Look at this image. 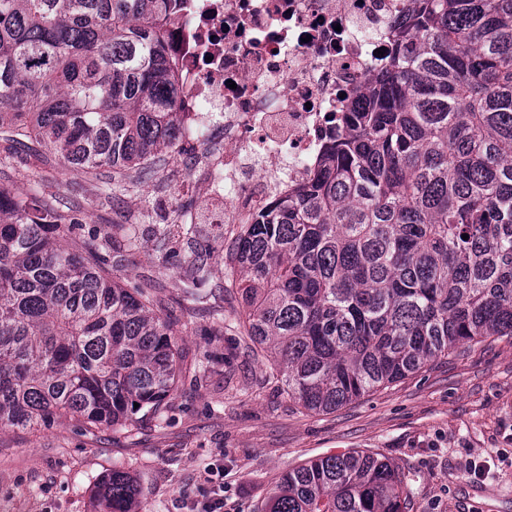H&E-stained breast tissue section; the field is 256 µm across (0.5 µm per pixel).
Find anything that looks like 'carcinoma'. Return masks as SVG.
<instances>
[{"label": "carcinoma", "instance_id": "obj_1", "mask_svg": "<svg viewBox=\"0 0 512 512\" xmlns=\"http://www.w3.org/2000/svg\"><path fill=\"white\" fill-rule=\"evenodd\" d=\"M387 64L360 89L306 185L226 250L229 327L273 359L304 410L328 413L461 343L512 336V0H408ZM176 0H0V428L69 419L126 428L161 414L182 373L178 320L129 287L112 227L84 230L75 195L22 197L11 160L38 148L122 202L176 150L162 34ZM190 207L153 239L180 304L213 293ZM469 235L463 239L462 235ZM139 407H134V404ZM141 489L114 467L106 512ZM401 472L363 451L316 458L263 512H403Z\"/></svg>", "mask_w": 512, "mask_h": 512}]
</instances>
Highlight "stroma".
Returning <instances> with one entry per match:
<instances>
[{"label": "stroma", "mask_w": 512, "mask_h": 512, "mask_svg": "<svg viewBox=\"0 0 512 512\" xmlns=\"http://www.w3.org/2000/svg\"><path fill=\"white\" fill-rule=\"evenodd\" d=\"M40 180H32L31 168ZM165 192L145 183L121 208L103 205L96 180L52 162L17 165L13 191L78 190L84 224H112L138 211L140 195L168 209L206 188L191 185L185 162L163 155ZM191 195H183L184 187ZM128 285L151 281L179 321L187 359L207 356L202 375L184 371L161 419L124 431H84L68 420L37 431L0 429V512H95L94 489L112 466L142 490L139 512H192L208 481L224 487V512H261L276 481L306 461L363 450L405 476V512H512V337L466 344L419 372L330 414L305 411L273 381L267 361L242 337L221 333L217 311L242 312L240 295L213 294L183 313L176 272L154 248L113 255ZM488 461L486 478L468 474Z\"/></svg>", "instance_id": "obj_1"}]
</instances>
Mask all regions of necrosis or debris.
<instances>
[{"label":"necrosis or debris","instance_id":"1","mask_svg":"<svg viewBox=\"0 0 512 512\" xmlns=\"http://www.w3.org/2000/svg\"><path fill=\"white\" fill-rule=\"evenodd\" d=\"M407 0H179L164 27L178 143L223 189L217 224H250L307 183L359 89L385 64Z\"/></svg>","mask_w":512,"mask_h":512}]
</instances>
